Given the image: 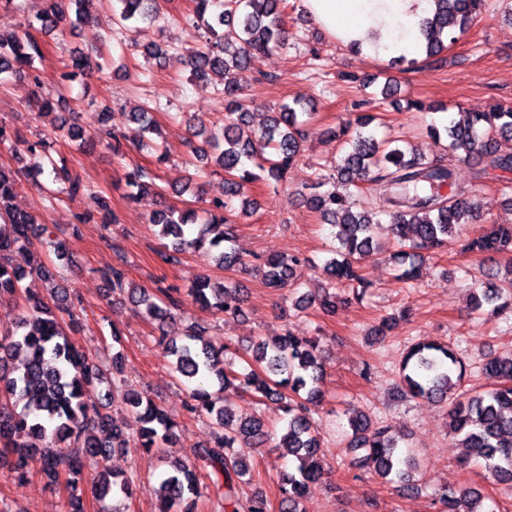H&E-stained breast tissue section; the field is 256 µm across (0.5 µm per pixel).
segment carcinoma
Wrapping results in <instances>:
<instances>
[{
    "mask_svg": "<svg viewBox=\"0 0 512 512\" xmlns=\"http://www.w3.org/2000/svg\"><path fill=\"white\" fill-rule=\"evenodd\" d=\"M95 0H46V6L27 21L21 34L0 33V76L21 75L36 70L44 57L40 34L64 37L81 23ZM115 24L139 23L154 26L160 16L159 0H109ZM437 9L423 24L425 55L436 57L452 48L477 22L484 0H436ZM193 23L205 31V39L192 51L187 64L194 79L214 86L224 98V123L210 131L192 130L202 144L189 142L196 161L210 159L205 176L224 175V193L197 207L188 202L181 209L164 207L153 213L149 223L161 238L170 240L158 252L166 264H176L180 255L212 251L224 270L247 273L263 270L265 285L276 291L289 290L295 309L313 305L325 312L336 311L337 287L370 284L362 264L381 259L392 264L396 280L415 287L425 255L448 246V238L464 224L476 222L484 208L498 204L512 208V191L503 189L488 203L456 182L455 171L416 153L409 143L387 135L378 136L376 116L364 114L342 127L328 129L334 138L345 139L350 150L339 159L312 167L306 204L334 229V246L321 267L329 284L299 292V281L308 260L299 254L254 256L249 260L233 247L237 218L250 214L243 201L247 186L268 178L282 181L304 152L307 121L312 107L294 101L284 103L268 115L260 130L250 124V112L240 98L244 83L262 74V59L288 46L285 27L287 0H194ZM66 67L82 73L98 68L87 55L70 54ZM160 103L149 101L130 113L142 134H158L154 112ZM109 107L98 112L99 128L82 135L73 108L59 117L55 132L77 142V147L97 142L116 155L123 154L121 134L107 127ZM434 150L454 154L460 161L478 159L482 168L512 171V108L495 104L487 112H458L446 125L426 127ZM24 146L29 162L17 157L21 166H0V302L24 297L22 315L14 329L0 333V462L22 480L30 464L39 462L47 484L65 478L70 512H84L83 478L91 461L109 451L127 449L126 434L107 406H91L84 396L88 389L107 378V373L76 346L70 332L79 329L78 317L67 288L49 266L38 262L30 270L16 268L11 255L17 250L41 246L61 261L68 255L66 244L50 234L38 211L17 210L11 204L18 176L28 177L44 191L45 183L57 185L54 194L74 198L79 177L64 163L47 155L43 139L30 143L7 121L0 119V146ZM127 198L154 189L152 174L137 166L124 174ZM463 251L477 252L495 261V256L512 255V224H494L490 231L465 240ZM29 276L52 283L49 298L24 289ZM115 294H125L134 308L158 321V343L171 369L189 384L187 411L207 421L212 441L193 449V460L171 464L160 484V512H196L197 499L208 495L216 512H269L261 496L243 495L242 486L253 475L246 449L272 442L283 450L290 465L281 473L283 497L279 512H307L303 506L310 484L323 472L319 430L313 419L324 402V370L320 337L295 336L290 330L273 342L253 340L249 357L235 369L224 359L230 345L208 335L203 326L178 327L174 310L177 289L132 286L125 270L116 265L101 273ZM201 307L214 315L235 316L241 312L239 282L200 277L192 288ZM512 307V264L497 278L489 273L481 288L473 291L475 312ZM402 319L385 316L372 327L370 336H385ZM490 387L482 391H458L467 367L450 344L422 339L410 344L400 364L399 391L406 398L422 399L445 409L448 436L467 457L483 463L487 475L502 489L512 491V351L490 353L481 364ZM124 373V359L112 360V394L122 393L125 409L139 419V449L150 453L177 438L178 424L148 395L135 390L122 392L115 380ZM252 396L259 408L235 416L221 405L228 391ZM284 413L279 433L265 428L264 409ZM349 447L362 454L350 465L366 468L375 476L404 483L420 468L419 461L401 453L400 441L389 427L361 414L349 420ZM211 468L214 479L200 483L199 471ZM133 480L114 473L97 479L95 495L128 496ZM440 512H493L471 486L434 490Z\"/></svg>",
    "mask_w": 512,
    "mask_h": 512,
    "instance_id": "carcinoma-1",
    "label": "carcinoma"
}]
</instances>
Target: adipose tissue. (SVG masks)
<instances>
[{"label": "adipose tissue", "instance_id": "ef3b65f1", "mask_svg": "<svg viewBox=\"0 0 512 512\" xmlns=\"http://www.w3.org/2000/svg\"><path fill=\"white\" fill-rule=\"evenodd\" d=\"M314 22L341 44L361 43L373 58L417 57L424 52L423 22L435 0H303Z\"/></svg>", "mask_w": 512, "mask_h": 512}]
</instances>
